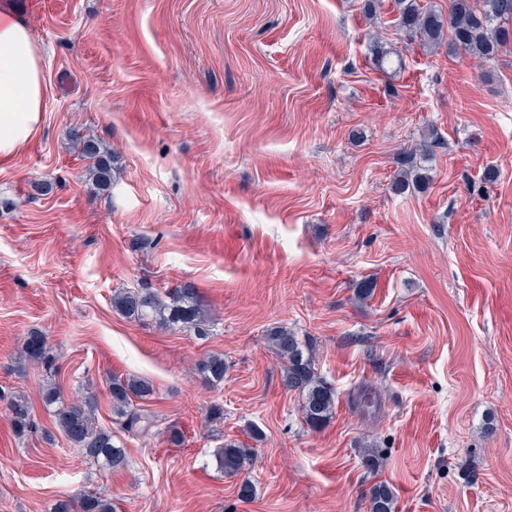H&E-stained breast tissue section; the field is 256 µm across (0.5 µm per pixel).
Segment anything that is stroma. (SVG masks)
<instances>
[{
  "instance_id": "35a3bbf8",
  "label": "stroma",
  "mask_w": 512,
  "mask_h": 512,
  "mask_svg": "<svg viewBox=\"0 0 512 512\" xmlns=\"http://www.w3.org/2000/svg\"><path fill=\"white\" fill-rule=\"evenodd\" d=\"M362 3L56 0L29 16L50 102L0 166V512L89 495L117 512H369L381 481L396 512H512V48L482 67L429 52L397 31L393 0L371 19ZM377 33L402 51L388 77ZM77 131L111 149L108 191ZM420 143L427 189L394 192ZM182 280L208 339L112 307ZM273 326L335 391L322 429L282 384ZM33 330L60 374L25 357ZM211 353L227 366L215 389L196 370ZM115 375L151 380L162 421L111 473L40 391L91 389L107 427ZM19 396L36 424L22 436ZM230 440L252 450L237 475L216 461ZM11 420L16 432L25 433L33 426L32 407L28 400H14L9 405Z\"/></svg>"
}]
</instances>
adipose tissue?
I'll use <instances>...</instances> for the list:
<instances>
[{
    "mask_svg": "<svg viewBox=\"0 0 512 512\" xmlns=\"http://www.w3.org/2000/svg\"><path fill=\"white\" fill-rule=\"evenodd\" d=\"M47 81L31 26L0 14V163L12 161L40 129Z\"/></svg>",
    "mask_w": 512,
    "mask_h": 512,
    "instance_id": "1",
    "label": "adipose tissue"
}]
</instances>
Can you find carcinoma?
Returning <instances> with one entry per match:
<instances>
[{
    "mask_svg": "<svg viewBox=\"0 0 512 512\" xmlns=\"http://www.w3.org/2000/svg\"><path fill=\"white\" fill-rule=\"evenodd\" d=\"M398 11L397 27L416 43L432 51L448 41V49L465 53L485 62L497 59L512 44V0H449L448 15L423 0H394ZM381 34L373 36L372 57L376 70L387 74L402 64L400 51L385 48ZM80 155L93 161L89 180L97 190L112 183V158L99 142L74 134ZM400 177L392 190L403 193L414 187L424 189L430 178L424 168L411 157L404 162ZM112 306L135 320L152 319L165 327L188 328L200 340L211 336V325L205 305L195 284L182 281L158 293L149 286L119 291L112 295ZM266 340L285 363L283 386L302 396L301 415L313 430L322 428L335 406V391L316 373L309 349L288 328L274 326L267 330ZM24 353L29 359L56 369V357L47 348L42 334L32 331L24 340ZM205 382L216 387L224 382V355L211 354L199 364ZM155 394L153 384L143 378L115 376L109 384L113 419L129 433L146 434L158 426V416L149 409L134 408L133 400L147 402ZM44 408L53 416L68 441L82 453L111 472L124 470L129 457L123 445L114 441L112 430L98 425L95 393L85 392L77 399H67L60 385L52 383L40 392ZM15 431L24 433L33 426L32 407L28 400H14L9 405ZM251 460V449L237 442L224 444L217 464L228 474H237ZM81 512H114L108 498L90 496L80 501ZM395 495L391 487L380 482L370 493V512H394Z\"/></svg>",
    "mask_w": 512,
    "mask_h": 512,
    "instance_id": "obj_1",
    "label": "carcinoma"
}]
</instances>
